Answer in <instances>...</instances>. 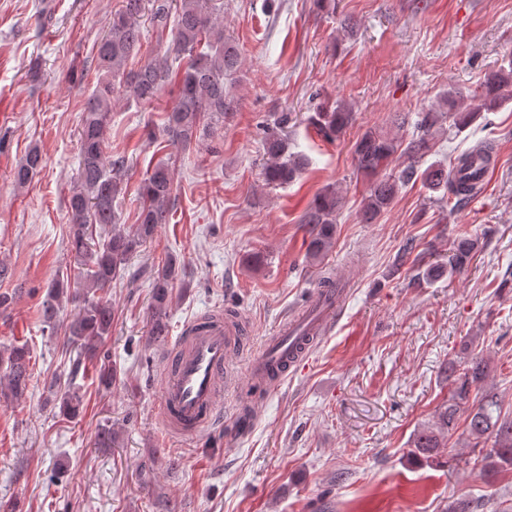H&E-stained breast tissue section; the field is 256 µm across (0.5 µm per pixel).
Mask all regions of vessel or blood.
<instances>
[{
	"mask_svg": "<svg viewBox=\"0 0 512 512\" xmlns=\"http://www.w3.org/2000/svg\"><path fill=\"white\" fill-rule=\"evenodd\" d=\"M345 289H320L308 308L287 317L273 338L258 352L250 367V381L240 386L230 378L236 330L222 317L199 319L187 329V347L170 364L160 398V411L172 432L193 436L213 425L222 414V393L235 396L262 391L290 372L304 371L314 345L329 331L336 305Z\"/></svg>",
	"mask_w": 512,
	"mask_h": 512,
	"instance_id": "obj_1",
	"label": "vessel or blood"
}]
</instances>
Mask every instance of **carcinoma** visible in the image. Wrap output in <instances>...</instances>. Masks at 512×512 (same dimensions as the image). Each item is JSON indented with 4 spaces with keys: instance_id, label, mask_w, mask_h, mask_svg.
<instances>
[{
    "instance_id": "cac0c4a2",
    "label": "carcinoma",
    "mask_w": 512,
    "mask_h": 512,
    "mask_svg": "<svg viewBox=\"0 0 512 512\" xmlns=\"http://www.w3.org/2000/svg\"><path fill=\"white\" fill-rule=\"evenodd\" d=\"M176 18L172 43L167 53L156 55L131 67L142 50L141 24L148 22L163 31L171 18ZM242 55L238 44L224 34V0H122L112 13L108 30L97 42L92 57L96 83L81 113L78 129L79 166L67 199L69 244L78 275L76 283L83 293H69L71 282L57 280L48 288L43 302L44 322L55 327L57 313L66 300H81L78 311L68 323L70 341L84 353L95 352L112 334V304L101 296L131 256L153 238L157 228L169 221V203L174 194V179L169 163L160 161L146 174L140 188L141 206L137 224L130 231L117 228L119 217L115 202L122 194L126 177V161L108 152L107 131L111 123L112 100L123 95L135 104L156 101L169 85L177 93L162 129L170 145L183 150L213 133L224 124V118L237 111L238 99L228 79L240 67ZM512 87V67L491 72L481 90L473 94L479 101L475 108L456 107L461 94L449 91L440 96L444 110L430 109L418 113L416 134L409 141L367 132L355 146L358 170L374 177L364 200L363 221L373 222L392 204L399 186L415 175L414 163L431 149L432 129L443 117L452 118L464 127L492 111L507 99L504 88ZM353 112L346 105L324 106L311 122L327 140L340 137L351 123ZM290 114L282 113L267 129L263 139L266 162L263 178L268 185H286L296 180L305 168L304 158L288 151L283 129ZM396 154L407 157L410 165L399 175L386 174L389 160ZM491 147L480 146L461 156L455 167L447 170L432 164L422 172V179L432 191L445 190L462 204L474 198L481 183L470 173L474 162L490 163ZM43 169V155L33 148L14 169L12 182L17 187L29 184ZM336 193L320 195L304 214L302 223L310 225L308 256L323 257L332 247L336 229ZM479 249V239L460 234L454 238L450 267H429L421 277L436 281L461 270ZM178 273L177 259L168 258L152 277V307L155 318L149 335H168L165 320L169 288ZM31 352L23 345H12L0 351V398L19 400L30 380ZM448 376V403L439 412L443 432L423 430L413 440L414 453L429 459L443 447L459 423L473 447L479 449L474 466L489 473L500 468L512 469V412L504 409L494 387L484 384L489 365L475 357L451 362ZM482 390L478 404L470 403L471 389ZM60 414L77 418L82 399L66 390L59 397Z\"/></svg>"
}]
</instances>
